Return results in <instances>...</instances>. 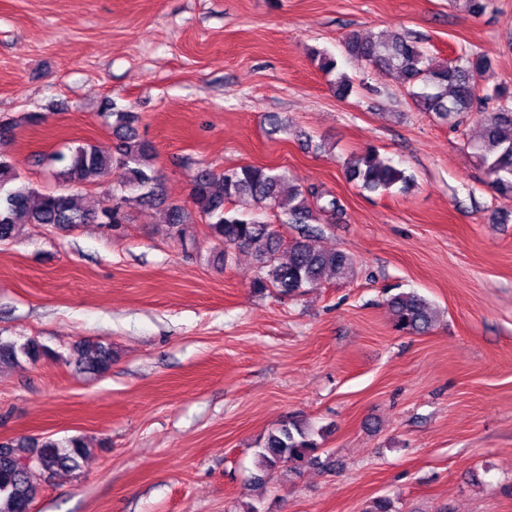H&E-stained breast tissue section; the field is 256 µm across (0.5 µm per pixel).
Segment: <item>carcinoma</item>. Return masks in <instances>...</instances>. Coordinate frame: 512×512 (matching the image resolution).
<instances>
[{"mask_svg": "<svg viewBox=\"0 0 512 512\" xmlns=\"http://www.w3.org/2000/svg\"><path fill=\"white\" fill-rule=\"evenodd\" d=\"M344 45L347 54L357 61L398 70L422 112L445 121L468 112L481 113L484 136L476 144V157L491 186L501 196L512 197V88L498 84L490 89L483 83L492 67L487 57L468 49L450 61L437 63L423 43L412 36L382 40L350 33ZM312 54L323 72H336L337 96H348L351 80L336 71V60L322 51L314 50ZM102 116L118 139L115 153L104 154L91 145H79L69 156L60 157L66 162L59 172L62 189L39 194L17 183L18 174L9 156L0 152L1 242L14 239L26 225L66 230L97 221L115 231L128 219V209L163 203L159 179L150 163L154 148L139 138L134 127L138 115L116 108L107 99ZM115 165L126 171L124 181L112 190L115 207L87 208L80 196L69 191L72 186L101 183ZM344 172L348 181L372 192L388 191L396 185L407 192L414 184L412 176L380 160L371 148L352 154L344 163ZM242 197L250 198L256 209H235L234 203ZM278 210L280 223L293 224L300 230L290 242L284 241L276 225L263 220L265 213ZM342 214L340 200L320 186H304L285 170L248 165L220 173L199 171L191 207L169 205L167 220L170 234L180 239L186 237L187 225L204 223L208 237L221 246L218 261L225 266L236 253L264 243L265 249L257 255L260 271L251 287L261 293L273 288L282 295H294L320 286L327 277L343 279L352 272L349 255L316 244L319 220L324 217L333 221ZM282 250L287 253L285 259L279 255ZM389 307L399 331L421 334L430 330L433 316L424 298L399 293L390 298ZM21 355L37 361L48 352L34 339L19 344L0 337V364L16 363ZM72 356L75 365L85 371L105 373L112 367L110 344L79 343L73 347ZM317 451L309 428L290 422L263 436L258 464L267 472L286 462L297 471L317 461ZM92 452V446L80 435L62 440L46 436L0 441V512H27L39 493L32 482L34 475L50 479L75 472Z\"/></svg>", "mask_w": 512, "mask_h": 512, "instance_id": "cac0c4a2", "label": "carcinoma"}]
</instances>
